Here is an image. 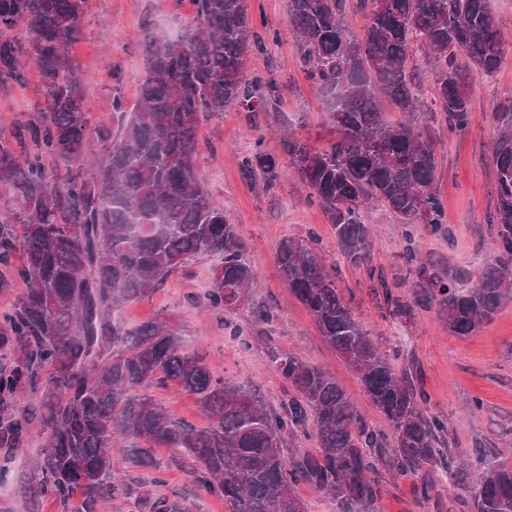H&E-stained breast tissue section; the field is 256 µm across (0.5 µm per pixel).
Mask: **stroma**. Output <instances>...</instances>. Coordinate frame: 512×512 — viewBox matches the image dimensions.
<instances>
[{
	"label": "stroma",
	"instance_id": "35a3bbf8",
	"mask_svg": "<svg viewBox=\"0 0 512 512\" xmlns=\"http://www.w3.org/2000/svg\"><path fill=\"white\" fill-rule=\"evenodd\" d=\"M248 6L253 31L267 49L248 51L243 71L249 77L273 78L278 103L250 119L231 105L222 115L202 120L196 169L245 240L259 287L252 301L236 310L216 313L199 307L217 263L215 256L200 254L149 297L116 309L114 319L134 328L158 316H173L182 329L186 352L206 358L224 379L257 386L276 409L287 400L288 385L273 374L272 359L277 352L296 350L335 377L374 426L387 429L386 419L372 408L356 375L327 345L275 267L273 254L282 238L315 229L323 252L337 267V285L364 331L382 347L398 346L404 360L420 367L431 412L448 421L449 453L468 460L478 442L488 441L495 443L498 461L512 464V302L469 336L448 335L432 311L395 318L377 280L342 259L328 217L309 202V190L302 182L284 176L268 186L244 175L241 159L258 134L266 136V151L279 157L284 144L275 130L287 131L291 138L315 148L335 138L325 119L328 98L307 79L299 63L296 35L288 24V0H248ZM194 15L193 0H85L83 35L69 55L87 77L84 94L90 128L117 125L113 98L122 99L125 111L135 109L150 49L179 37ZM469 93L473 120L464 133H450L441 112L424 115L419 123L437 144L436 188L448 208V223L441 235L415 233L413 244L423 255L467 268L475 277L493 253L496 170L490 146L497 136L493 114L498 102L512 94V53L492 76L474 77ZM45 94L44 80L33 66L28 67L24 84L1 82L0 135L11 136L36 121ZM362 215L375 230L372 266L384 270L388 283L402 281L406 271L398 255L406 243L404 225L377 203ZM268 308L275 311L276 320L258 323V310ZM477 399L482 402L478 408L473 405ZM45 442L44 432L38 430L24 447L0 455V502L11 512H59L53 498H34L26 491L33 460ZM154 455L163 470L160 494L184 501L190 512H226L221 497L196 495L188 465L174 460L171 449H155ZM433 477L434 504L418 503L420 481L410 477L386 484L382 512H464L454 501L458 489L444 471L434 468Z\"/></svg>",
	"mask_w": 512,
	"mask_h": 512
}]
</instances>
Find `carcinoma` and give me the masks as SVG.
<instances>
[{"mask_svg": "<svg viewBox=\"0 0 512 512\" xmlns=\"http://www.w3.org/2000/svg\"><path fill=\"white\" fill-rule=\"evenodd\" d=\"M84 0H0V33L25 27L24 42L0 38V82L25 80V61L47 87L39 119L16 141L0 137V184L11 189L14 215L0 222V293L27 288L0 322V448H20L32 437L28 405L47 407L46 445L30 494L50 495L61 512H103L137 494L142 512H186L178 500L151 495L163 484L151 452L173 448L193 464L198 490L224 498L227 512H306L295 493L310 484L336 500L339 512H380L381 475L420 477V496L434 488L423 466H441L464 484L471 512H512V465L500 463L489 443L479 450L481 470L447 453L448 421L431 413L413 364L396 371L399 350L367 336L336 284L315 230L279 241L274 262L288 290L313 317L326 343L359 378L371 404L389 422L377 429L336 379L295 353L273 358L272 371L291 396L280 409L256 389L214 375L208 362L185 352L172 317L134 329L110 312L140 300L200 253L216 255L212 311L248 304L257 282L246 248L224 207L205 190L196 170L200 116L236 104L248 115L267 110L273 82L244 76L251 48L247 0H196L183 36L151 52L138 86L135 111H122L117 129L95 132L102 159L56 184L47 162L80 160L89 135L85 77L68 58L81 36ZM349 0H288V25L298 36L309 80L330 96L329 121L337 139L318 149L284 139L288 163L264 150V138L241 160L248 177L272 185L291 175L329 215L341 256L369 275L373 237L362 220L369 202L385 205L412 241L419 226L445 232V206L436 184V149L418 117L430 106L413 84L410 44L422 40L436 65L433 105L450 129L471 124L469 86L476 72L490 74L512 45L487 0H356L370 24L356 37L345 24ZM388 98L403 119L383 112ZM498 135L495 237L492 257L475 284L459 288L467 272L425 259L409 245L399 259L412 276L411 293L379 280L399 315L433 310L451 336H468L512 300V97L494 112ZM23 253L16 267L13 258ZM174 386L196 398L211 424L198 428L172 416L147 394ZM314 437L315 454L287 459L288 437ZM132 438L130 464L145 470L131 480L112 476L110 448Z\"/></svg>", "mask_w": 512, "mask_h": 512, "instance_id": "obj_1", "label": "carcinoma"}]
</instances>
